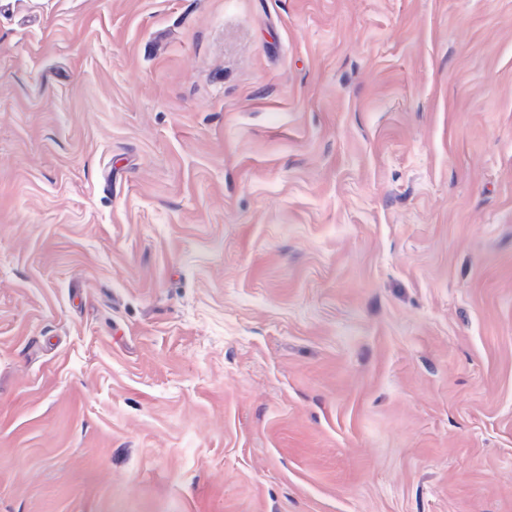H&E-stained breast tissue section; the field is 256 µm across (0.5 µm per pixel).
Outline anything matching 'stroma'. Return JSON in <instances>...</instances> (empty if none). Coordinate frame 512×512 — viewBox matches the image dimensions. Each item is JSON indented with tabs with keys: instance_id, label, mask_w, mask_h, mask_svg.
Returning a JSON list of instances; mask_svg holds the SVG:
<instances>
[{
	"instance_id": "obj_1",
	"label": "stroma",
	"mask_w": 512,
	"mask_h": 512,
	"mask_svg": "<svg viewBox=\"0 0 512 512\" xmlns=\"http://www.w3.org/2000/svg\"><path fill=\"white\" fill-rule=\"evenodd\" d=\"M0 512H512V0H0Z\"/></svg>"
}]
</instances>
